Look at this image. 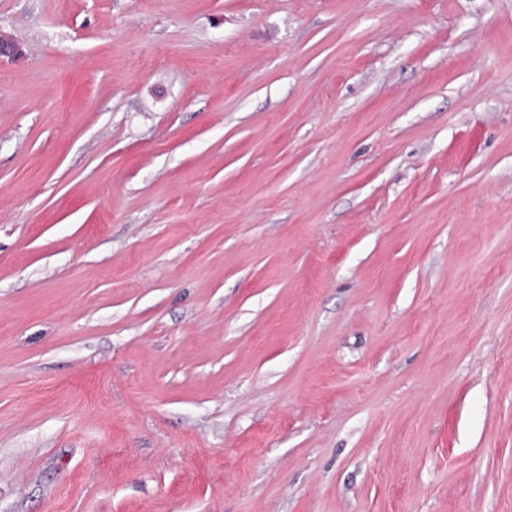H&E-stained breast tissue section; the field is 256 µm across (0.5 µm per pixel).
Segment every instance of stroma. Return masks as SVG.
Here are the masks:
<instances>
[{
  "mask_svg": "<svg viewBox=\"0 0 512 512\" xmlns=\"http://www.w3.org/2000/svg\"><path fill=\"white\" fill-rule=\"evenodd\" d=\"M0 32V512H512V0Z\"/></svg>",
  "mask_w": 512,
  "mask_h": 512,
  "instance_id": "stroma-1",
  "label": "stroma"
}]
</instances>
